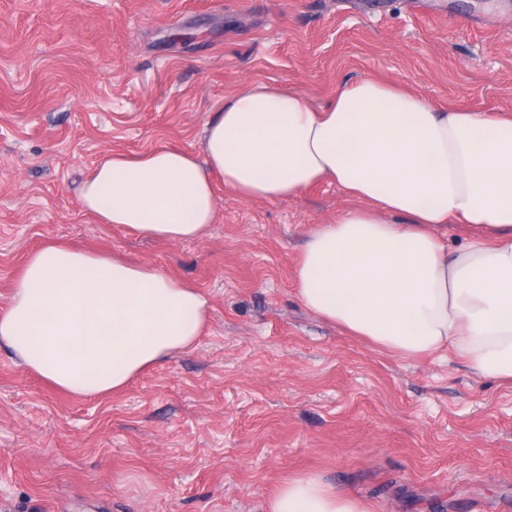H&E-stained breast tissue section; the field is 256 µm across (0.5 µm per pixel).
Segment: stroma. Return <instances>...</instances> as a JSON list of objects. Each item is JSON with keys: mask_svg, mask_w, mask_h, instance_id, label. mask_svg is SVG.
Listing matches in <instances>:
<instances>
[{"mask_svg": "<svg viewBox=\"0 0 512 512\" xmlns=\"http://www.w3.org/2000/svg\"><path fill=\"white\" fill-rule=\"evenodd\" d=\"M374 76L437 105L512 111V0H0V310L30 253L75 245L206 292L197 344L78 398L0 345V512H266L315 475L382 512H512V385L405 359L305 309L307 233L355 208L324 182L246 202L206 238L101 224L104 152L201 149L231 92L320 106Z\"/></svg>", "mask_w": 512, "mask_h": 512, "instance_id": "obj_1", "label": "stroma"}]
</instances>
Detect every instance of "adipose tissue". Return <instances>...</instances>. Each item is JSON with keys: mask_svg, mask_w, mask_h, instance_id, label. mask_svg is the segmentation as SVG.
I'll use <instances>...</instances> for the list:
<instances>
[{"mask_svg": "<svg viewBox=\"0 0 512 512\" xmlns=\"http://www.w3.org/2000/svg\"><path fill=\"white\" fill-rule=\"evenodd\" d=\"M219 181L244 201L335 183L359 206L309 232L301 304L399 356L448 352L476 376L512 382V116L440 107L373 77L319 107L260 83L225 96L201 153H109L80 196L100 223L180 242L215 223ZM446 224L473 235L449 250ZM210 312L206 293L154 266L49 244L12 284L0 343L53 386L98 395L195 345ZM267 512L381 509L299 476Z\"/></svg>", "mask_w": 512, "mask_h": 512, "instance_id": "adipose-tissue-1", "label": "adipose tissue"}]
</instances>
